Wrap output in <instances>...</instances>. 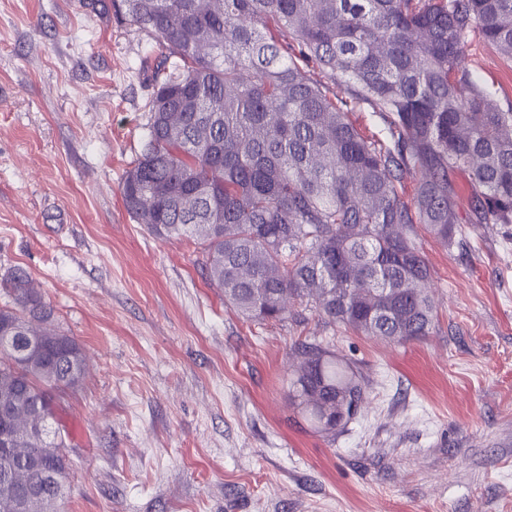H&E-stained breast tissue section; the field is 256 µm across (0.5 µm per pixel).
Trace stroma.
Wrapping results in <instances>:
<instances>
[{
  "instance_id": "1",
  "label": "stroma",
  "mask_w": 512,
  "mask_h": 512,
  "mask_svg": "<svg viewBox=\"0 0 512 512\" xmlns=\"http://www.w3.org/2000/svg\"><path fill=\"white\" fill-rule=\"evenodd\" d=\"M160 49L82 0H0V279L26 270L84 349L62 398L61 512H512V230L424 225L434 326L397 343L293 302L246 320L198 244L150 234L119 191L140 156ZM466 65L512 107V58ZM323 341L360 374L335 436L293 409L290 348Z\"/></svg>"
}]
</instances>
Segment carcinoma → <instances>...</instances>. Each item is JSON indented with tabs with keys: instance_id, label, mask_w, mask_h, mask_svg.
I'll use <instances>...</instances> for the list:
<instances>
[{
	"instance_id": "cac0c4a2",
	"label": "carcinoma",
	"mask_w": 512,
	"mask_h": 512,
	"mask_svg": "<svg viewBox=\"0 0 512 512\" xmlns=\"http://www.w3.org/2000/svg\"><path fill=\"white\" fill-rule=\"evenodd\" d=\"M152 34L147 141L126 171L127 212L157 237L202 248L210 286L248 320L304 302L332 325L386 341L426 336L424 225L453 242L451 176L468 174L472 224L512 225V110L461 58L474 35L512 57V0H88ZM317 69L348 83L337 96ZM253 74L249 81L244 73ZM370 109L388 137L348 113ZM419 174L411 200L399 188ZM0 512H57L68 434L56 398L82 383V346L26 271L0 280ZM288 397L318 432L345 426L364 385L336 350L302 342Z\"/></svg>"
}]
</instances>
